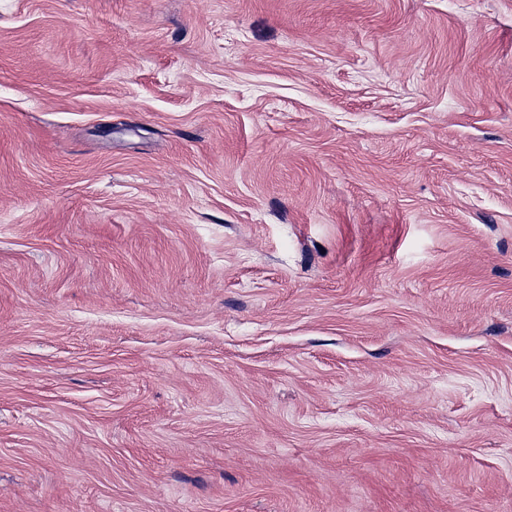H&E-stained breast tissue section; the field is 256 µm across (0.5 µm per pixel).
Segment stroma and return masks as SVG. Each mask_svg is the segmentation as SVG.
I'll use <instances>...</instances> for the list:
<instances>
[{
    "label": "stroma",
    "mask_w": 512,
    "mask_h": 512,
    "mask_svg": "<svg viewBox=\"0 0 512 512\" xmlns=\"http://www.w3.org/2000/svg\"><path fill=\"white\" fill-rule=\"evenodd\" d=\"M0 512H512V0H0Z\"/></svg>",
    "instance_id": "1"
}]
</instances>
